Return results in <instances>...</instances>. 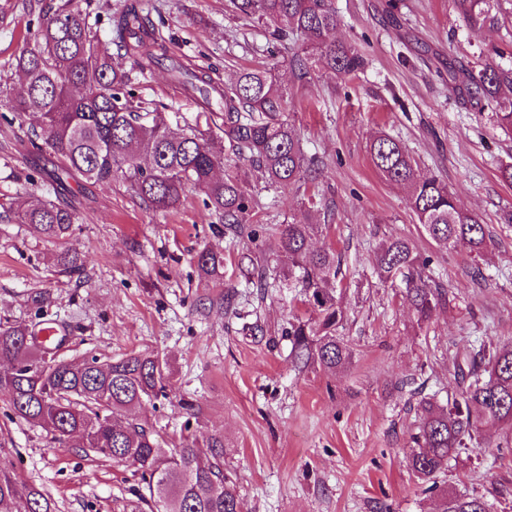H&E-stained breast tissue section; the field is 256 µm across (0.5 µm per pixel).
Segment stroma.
I'll return each instance as SVG.
<instances>
[{
	"label": "stroma",
	"instance_id": "35a3bbf8",
	"mask_svg": "<svg viewBox=\"0 0 512 512\" xmlns=\"http://www.w3.org/2000/svg\"><path fill=\"white\" fill-rule=\"evenodd\" d=\"M126 0H0V321L34 324L35 297L70 339L55 355L92 352L118 359L131 352L164 357L171 395L145 415L162 447L183 432L203 440L224 436L227 465L239 485L242 512H434L404 461L419 416L414 390L438 403L455 393L454 368L473 346L512 343V133L493 106L453 91L452 68L512 63V0H495L497 26L475 31L452 0H332L336 36L368 60L342 77L315 68L306 83L287 59L298 40L269 47L264 26L230 0H140L167 54L192 72L230 82L242 67L277 60L276 74L292 102L286 113L307 154L322 162L306 184L280 192L238 162L254 198L251 226L285 224L309 195L322 201L319 223L341 257L340 329L356 348L346 368L330 374L298 370L290 356L289 322L309 315L288 261L274 238L250 237L218 223L203 195L186 187L172 209H153L129 183L72 179L67 199L77 214L64 245L46 241L14 212L55 193L49 154L28 152L35 116L16 114L21 79L13 63L30 39L28 23L61 5L87 13L102 48L114 51L112 17ZM136 101L162 107L176 131L206 123L201 98L185 90L166 65L132 76ZM400 141L421 172L447 183L458 204L479 215L490 248L473 257L431 240L399 186L372 164L368 146L379 134ZM410 238L429 257L430 273L449 301L417 323L401 280L381 282L376 245ZM78 255L81 277L61 273L59 249ZM224 257L223 278L205 283L194 257L202 249ZM483 281H473L470 267ZM195 406L187 416L182 401ZM0 399V438L18 478L43 489L57 512H131L137 502L133 468L53 442L45 430L10 419ZM480 448L449 460L441 490L479 493L491 512H512V455L498 453V427L480 428Z\"/></svg>",
	"mask_w": 512,
	"mask_h": 512
}]
</instances>
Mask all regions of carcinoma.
<instances>
[{"label":"carcinoma","mask_w":512,"mask_h":512,"mask_svg":"<svg viewBox=\"0 0 512 512\" xmlns=\"http://www.w3.org/2000/svg\"><path fill=\"white\" fill-rule=\"evenodd\" d=\"M236 8L266 25L270 37L284 42L302 38L304 47L289 59L298 81L320 66L340 76L363 70L365 58L332 34L338 25L332 0H234ZM458 17L470 28L498 22L491 0H453ZM151 22L133 0L114 20L116 43L144 69L165 59L145 49ZM24 88L14 99L18 113L38 117L30 143L58 160L53 181L64 186L76 175L93 182L119 176L157 210L177 206L185 188L203 193V205L223 224H246L253 210L247 184L217 167L226 154L246 160L270 187L287 190L306 181L319 166L304 151L294 125L284 116L288 92L277 83V64L245 69L229 85L206 73L170 70L187 80L210 108L205 120L222 113L224 136L210 129L176 133L159 109L148 118L133 109L131 71L98 47L87 15L62 6L38 21L33 44L16 58ZM452 89L471 100L496 105L497 123L512 131V65L488 62L474 71L450 72ZM375 169L407 192L412 212L425 233L450 250L478 256L490 246L478 215L462 209L442 181L421 175L410 153L387 135L370 142ZM313 199L286 224L264 228L276 237L288 258V276L300 288L312 317L290 324L288 337L298 369L318 366L334 373L355 356L353 344L338 334L345 314L337 297L340 259L331 246L315 249L312 240L330 225L310 219ZM48 241L64 239L75 224L65 201L39 200L18 215ZM430 260L411 239L392 237L375 255L380 281L402 277L404 296L417 322L428 321L446 303L448 289L429 274ZM224 261L209 250L197 255L206 279L221 275ZM36 328L0 322V398L13 415L48 430L60 444L86 448L114 464L132 466L141 488L134 490L149 512H240L235 473L224 462V435L200 442L184 439L168 450L155 440L143 416L146 403L168 396L167 361L153 353H131L117 360L89 354L78 362L46 360L45 351L29 341ZM457 394L445 406L425 395L413 448L405 456L409 471L428 489L453 458L478 443L482 423L512 426V344L466 350L454 371ZM0 512H55L40 489L19 481L0 458ZM437 512H488L479 495L443 493Z\"/></svg>","instance_id":"1"}]
</instances>
